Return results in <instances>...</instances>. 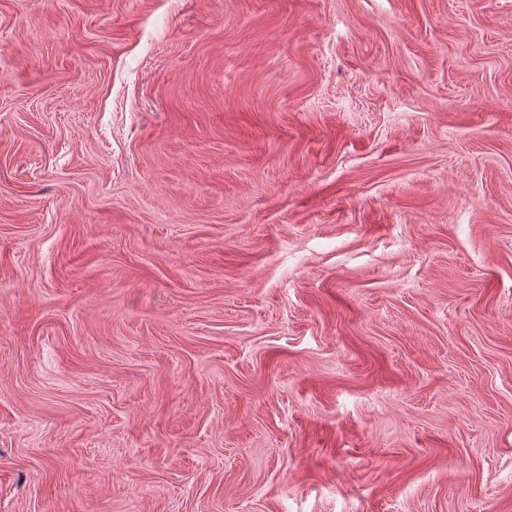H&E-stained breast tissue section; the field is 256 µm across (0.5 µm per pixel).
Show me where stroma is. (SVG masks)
Segmentation results:
<instances>
[{
	"mask_svg": "<svg viewBox=\"0 0 512 512\" xmlns=\"http://www.w3.org/2000/svg\"><path fill=\"white\" fill-rule=\"evenodd\" d=\"M0 512H512V0H0Z\"/></svg>",
	"mask_w": 512,
	"mask_h": 512,
	"instance_id": "35a3bbf8",
	"label": "stroma"
}]
</instances>
